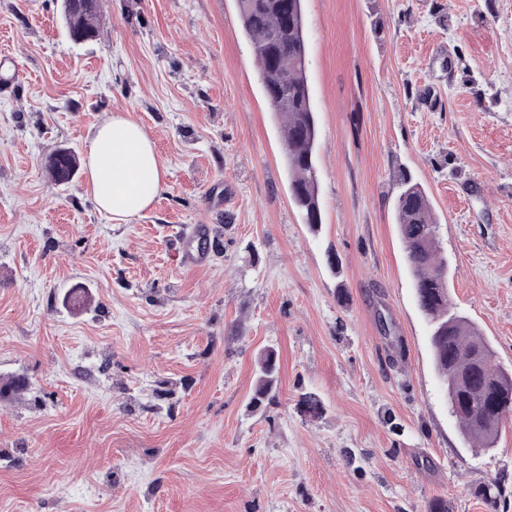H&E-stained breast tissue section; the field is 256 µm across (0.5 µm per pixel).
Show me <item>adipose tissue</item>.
I'll use <instances>...</instances> for the list:
<instances>
[{
    "label": "adipose tissue",
    "mask_w": 512,
    "mask_h": 512,
    "mask_svg": "<svg viewBox=\"0 0 512 512\" xmlns=\"http://www.w3.org/2000/svg\"><path fill=\"white\" fill-rule=\"evenodd\" d=\"M85 172L97 210L117 224L153 204L167 175L143 126L124 114L90 130Z\"/></svg>",
    "instance_id": "ef3b65f1"
}]
</instances>
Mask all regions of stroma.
Listing matches in <instances>:
<instances>
[{"mask_svg":"<svg viewBox=\"0 0 512 512\" xmlns=\"http://www.w3.org/2000/svg\"><path fill=\"white\" fill-rule=\"evenodd\" d=\"M302 9L315 233L237 0H100L84 42L62 0H0V380L28 384L0 400V512H512V421L485 449L451 416L393 209L408 173L451 303L512 370V0ZM115 113L167 170L126 224L47 169ZM256 376L254 402L261 405L263 401H271L277 389L279 366L272 351L264 350L258 356Z\"/></svg>","mask_w":512,"mask_h":512,"instance_id":"stroma-1","label":"stroma"}]
</instances>
